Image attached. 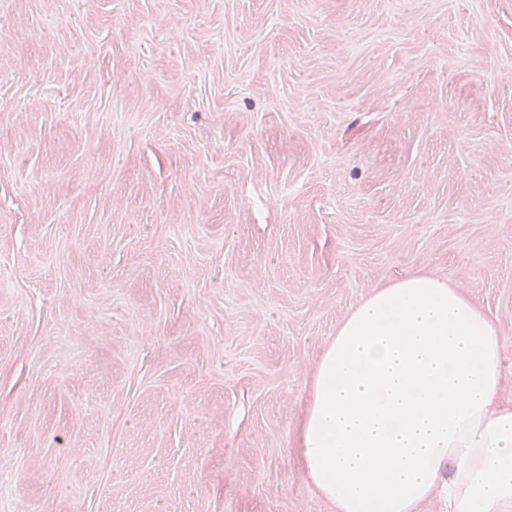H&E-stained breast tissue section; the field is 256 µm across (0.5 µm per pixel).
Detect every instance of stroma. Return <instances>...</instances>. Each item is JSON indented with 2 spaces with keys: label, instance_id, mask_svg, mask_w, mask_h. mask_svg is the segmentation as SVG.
I'll use <instances>...</instances> for the list:
<instances>
[{
  "label": "stroma",
  "instance_id": "obj_1",
  "mask_svg": "<svg viewBox=\"0 0 512 512\" xmlns=\"http://www.w3.org/2000/svg\"><path fill=\"white\" fill-rule=\"evenodd\" d=\"M414 272L512 404V0H0V512H335L306 388Z\"/></svg>",
  "mask_w": 512,
  "mask_h": 512
}]
</instances>
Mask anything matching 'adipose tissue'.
Here are the masks:
<instances>
[{
  "label": "adipose tissue",
  "mask_w": 512,
  "mask_h": 512,
  "mask_svg": "<svg viewBox=\"0 0 512 512\" xmlns=\"http://www.w3.org/2000/svg\"><path fill=\"white\" fill-rule=\"evenodd\" d=\"M506 342L447 280L376 289L336 330L298 424L308 481L336 512H512V405L497 401Z\"/></svg>",
  "instance_id": "ef3b65f1"
}]
</instances>
